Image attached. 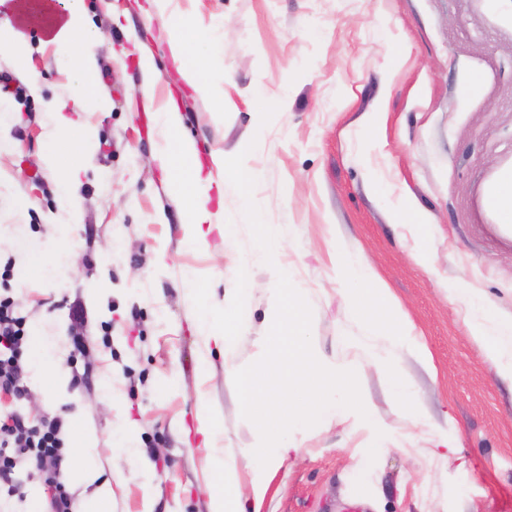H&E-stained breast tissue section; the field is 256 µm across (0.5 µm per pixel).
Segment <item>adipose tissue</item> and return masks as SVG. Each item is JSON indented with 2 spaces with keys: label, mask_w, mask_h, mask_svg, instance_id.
Segmentation results:
<instances>
[{
  "label": "adipose tissue",
  "mask_w": 512,
  "mask_h": 512,
  "mask_svg": "<svg viewBox=\"0 0 512 512\" xmlns=\"http://www.w3.org/2000/svg\"><path fill=\"white\" fill-rule=\"evenodd\" d=\"M149 13L164 25L168 44L175 60L179 61L185 84L202 97L211 96L214 86L204 64L188 49L186 35L203 31V24L176 13L172 0H150ZM52 43L67 48L66 67L79 76V85L64 88L57 101L58 110L85 107L99 111L109 108L108 100L93 89L96 58L93 38L88 33V16L83 0H69V6L50 37ZM154 120L163 141L153 157L164 180L177 195L187 228L188 246L203 245L211 230L224 224L223 208H212L208 194L212 177L205 174L194 143L184 135V117L171 101L157 108ZM336 273L343 279L370 284L369 293L352 297L356 312L365 320L374 339L364 344V358L381 371L396 389H403L399 355L411 346L413 327L405 318H398L396 326L381 322L371 311L372 298H383L386 288L374 280V270L365 255H337ZM472 312L468 327L474 336L483 340L488 352L497 358L499 373L512 380V316L501 317L490 313L480 300L470 298ZM219 479L209 488L210 512H240L241 495L236 464L220 461Z\"/></svg>",
  "instance_id": "ef3b65f1"
}]
</instances>
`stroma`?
<instances>
[{
	"mask_svg": "<svg viewBox=\"0 0 512 512\" xmlns=\"http://www.w3.org/2000/svg\"><path fill=\"white\" fill-rule=\"evenodd\" d=\"M207 24L228 17L226 33H189L218 85L200 98L180 79L161 23L147 0H85L96 41L98 91L109 111H68L74 128L96 140L72 189L77 252L60 249L57 229L64 173L37 163L55 149L47 103L75 76L45 27L60 0H8L0 26L21 25L41 91L32 93L14 55L0 47V266L13 263V295L28 318V392L0 393V417L65 419L64 440L83 435L112 484L110 512H208L207 484L217 459L250 447L254 426L241 416L224 349L195 325L187 273L211 277V301L232 295L241 262L258 249L237 192L224 187V221L207 245H184L183 213L152 162L142 94L141 52L153 55L155 95L178 98L184 132L202 161L237 154L254 136L250 163L264 171L253 198L281 230L279 260L313 311L319 355L358 364L355 340L369 331L352 308L354 285L336 279L337 253L364 252L378 280L412 324L419 352L401 355L408 395L428 428L412 444L368 460V436L339 418L303 430L302 447L272 474L260 512H512V381L497 374L468 314L448 286L480 293L512 314V232L485 205L496 174L512 166V0H174ZM402 51L390 69V49ZM484 72L483 98L461 110L471 80ZM287 108L256 114L263 101ZM385 109L380 136L364 116ZM427 214L426 225L413 213ZM434 267L417 261L423 251ZM266 270L247 293L245 342L265 335L275 302ZM88 322V377L78 381L69 307ZM363 398L388 433L404 432L403 402L386 376L357 374ZM222 435L207 447L196 428ZM452 446L447 467L433 453ZM149 460L162 480L145 492L135 476ZM17 478L24 497L13 512H48L53 491L31 465Z\"/></svg>",
	"mask_w": 512,
	"mask_h": 512,
	"instance_id": "35a3bbf8",
	"label": "stroma"
}]
</instances>
